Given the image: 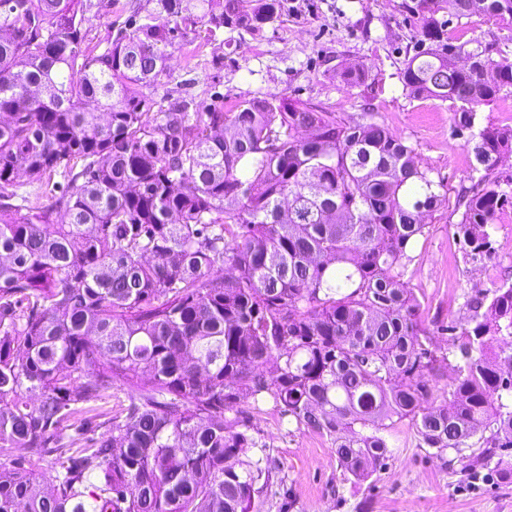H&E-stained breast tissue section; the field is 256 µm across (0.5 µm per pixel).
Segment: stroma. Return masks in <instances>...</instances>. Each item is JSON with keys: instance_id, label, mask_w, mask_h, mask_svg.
<instances>
[{"instance_id": "stroma-1", "label": "stroma", "mask_w": 512, "mask_h": 512, "mask_svg": "<svg viewBox=\"0 0 512 512\" xmlns=\"http://www.w3.org/2000/svg\"><path fill=\"white\" fill-rule=\"evenodd\" d=\"M146 0H112L87 13L85 45L91 54L110 46L131 8ZM414 0H288L282 22L235 35L225 51H216L204 35L187 32L168 59L169 75L151 88L153 97L192 94L203 103L223 95L225 108L242 99L270 93L336 111H359L363 103L380 112L392 133L415 153L416 164L444 184L445 199L426 218V234L405 279L421 302L420 319L435 332L438 355L453 351V338L438 335L440 323L465 327L467 296L494 290L512 280V205L501 212L493 232L491 258L471 259L456 233L461 218L458 198L472 186L474 160L464 138L452 131L449 103L405 95L401 63L417 47ZM438 17L447 33L468 40L495 42L512 59V27L483 16L458 18L447 10ZM360 65L363 83L340 78L342 66ZM251 424L271 460L278 484L254 499L251 512H512V448L496 449L494 465L471 468L480 454L476 442L463 454L432 457L420 447L409 421L389 431L392 455L381 470L356 481L338 464L329 438L267 409L251 412Z\"/></svg>"}]
</instances>
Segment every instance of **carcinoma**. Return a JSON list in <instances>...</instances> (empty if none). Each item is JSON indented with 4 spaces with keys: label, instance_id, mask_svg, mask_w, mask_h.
<instances>
[{
    "label": "carcinoma",
    "instance_id": "obj_1",
    "mask_svg": "<svg viewBox=\"0 0 512 512\" xmlns=\"http://www.w3.org/2000/svg\"><path fill=\"white\" fill-rule=\"evenodd\" d=\"M150 2L92 55L84 13L63 0H0V512H249L275 468L239 405L269 400L328 437L358 481L386 465L397 419L440 459L479 433L490 447L477 466L512 448V352L488 353L512 338V283L467 299L456 377L436 403L442 360L404 276L442 182L369 106L158 103L147 90L188 28L257 30L285 5ZM448 8L512 22V0ZM441 9L416 3L420 45L400 77L409 96L450 102L474 141L484 187L460 197L457 234L475 260L493 253L508 204L494 170L512 153V127H478V108L512 93V61L444 35ZM455 46L476 66H459ZM21 173L50 207L20 214ZM115 387L131 392L120 416H84Z\"/></svg>",
    "mask_w": 512,
    "mask_h": 512
}]
</instances>
